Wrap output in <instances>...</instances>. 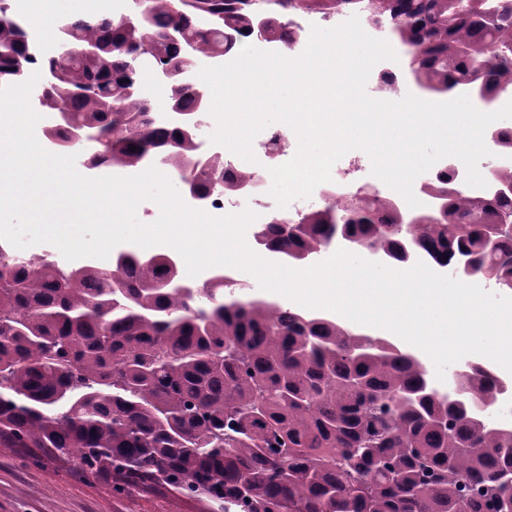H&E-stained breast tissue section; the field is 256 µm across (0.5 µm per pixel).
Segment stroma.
I'll use <instances>...</instances> for the list:
<instances>
[{"instance_id": "35a3bbf8", "label": "stroma", "mask_w": 512, "mask_h": 512, "mask_svg": "<svg viewBox=\"0 0 512 512\" xmlns=\"http://www.w3.org/2000/svg\"><path fill=\"white\" fill-rule=\"evenodd\" d=\"M0 512H216L170 488L113 494L72 464L37 466L21 448L0 447Z\"/></svg>"}]
</instances>
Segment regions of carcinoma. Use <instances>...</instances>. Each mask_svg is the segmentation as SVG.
Instances as JSON below:
<instances>
[{"label": "carcinoma", "mask_w": 512, "mask_h": 512, "mask_svg": "<svg viewBox=\"0 0 512 512\" xmlns=\"http://www.w3.org/2000/svg\"><path fill=\"white\" fill-rule=\"evenodd\" d=\"M253 0H133L128 15L71 18L57 40L93 52L40 60L0 0V84L42 61L35 91L63 150L98 143L84 167L136 168L158 149L207 196L222 161L199 162L186 124L158 130L134 90L135 58L167 72L168 108L201 111L181 85L194 55L222 57L257 30ZM280 11L323 12L358 0H276ZM375 23L411 50L426 94L464 88L481 104L512 92V0H367ZM280 11L264 33L280 39ZM204 14L210 26L192 17ZM137 150L132 151L130 147ZM445 209L420 224L366 194L329 199L296 224L254 231L255 249L302 267L337 239L406 264L415 249L512 291V194L436 190ZM422 360L384 338L354 333L237 291L218 277L189 288L164 254L120 252L109 267L63 269L48 258L18 271L0 248V446L78 461L87 480L111 477L130 494L148 484L223 505L224 512H512V432L476 409L493 390L473 381L448 405Z\"/></svg>", "instance_id": "cac0c4a2"}]
</instances>
